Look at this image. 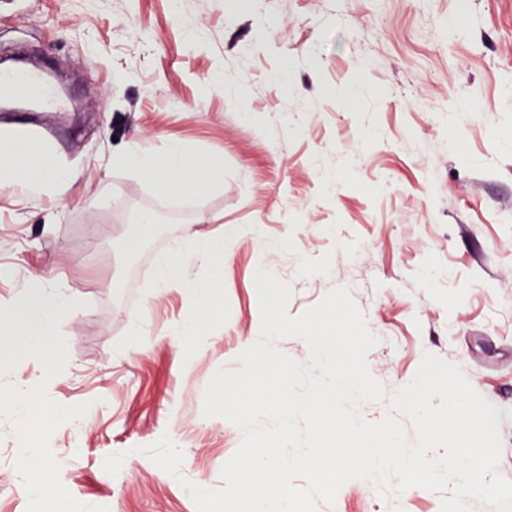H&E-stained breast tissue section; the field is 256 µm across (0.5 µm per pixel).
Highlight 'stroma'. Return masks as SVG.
Listing matches in <instances>:
<instances>
[{
	"instance_id": "stroma-1",
	"label": "stroma",
	"mask_w": 512,
	"mask_h": 512,
	"mask_svg": "<svg viewBox=\"0 0 512 512\" xmlns=\"http://www.w3.org/2000/svg\"><path fill=\"white\" fill-rule=\"evenodd\" d=\"M13 53L62 75L69 98L61 112H0V131L75 177L44 192L0 183V297L47 272L83 303L58 326L66 373L45 388L88 406L50 443L77 500L196 512L141 452L165 434L187 478L222 487L242 434L203 417V391L261 321V269L287 285L291 317L349 289L387 396L424 352L459 365L505 414L496 472L512 481V0H0V57ZM172 141L218 159L220 183L169 196L118 160ZM135 207L177 220L131 253ZM188 226L236 231L224 315L191 354L171 334L184 297L152 278ZM21 434L0 417V512H27ZM442 498L416 486L393 503L351 480L318 512H440Z\"/></svg>"
}]
</instances>
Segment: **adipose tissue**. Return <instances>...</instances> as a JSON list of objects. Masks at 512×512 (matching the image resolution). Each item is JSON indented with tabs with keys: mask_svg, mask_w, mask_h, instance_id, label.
I'll use <instances>...</instances> for the list:
<instances>
[{
	"mask_svg": "<svg viewBox=\"0 0 512 512\" xmlns=\"http://www.w3.org/2000/svg\"><path fill=\"white\" fill-rule=\"evenodd\" d=\"M124 162L155 178L163 193L177 195L197 185H212L220 180V169L209 159L193 157L176 143L158 155L135 150ZM0 175L23 179L27 184L44 186L46 182H67L68 171L58 168L44 153L26 140L6 134L0 136ZM230 236L189 234L176 250L157 268V288H180L191 308L175 331L187 350L201 343L204 330L215 323L224 310V262L229 257ZM208 268L205 277L196 276L195 268Z\"/></svg>",
	"mask_w": 512,
	"mask_h": 512,
	"instance_id": "1",
	"label": "adipose tissue"
}]
</instances>
